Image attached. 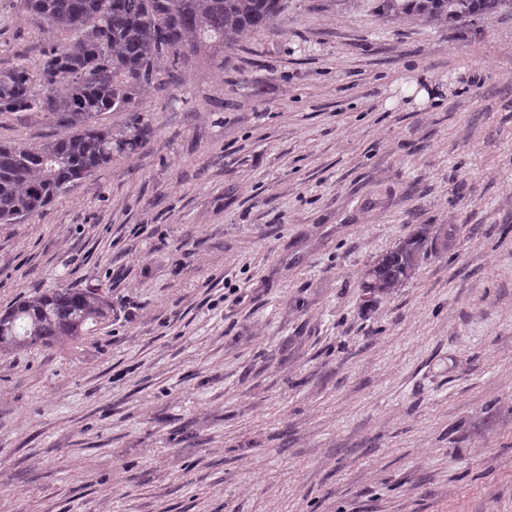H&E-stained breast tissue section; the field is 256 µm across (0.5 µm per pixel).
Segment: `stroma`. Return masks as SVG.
Here are the masks:
<instances>
[{
	"label": "stroma",
	"mask_w": 512,
	"mask_h": 512,
	"mask_svg": "<svg viewBox=\"0 0 512 512\" xmlns=\"http://www.w3.org/2000/svg\"><path fill=\"white\" fill-rule=\"evenodd\" d=\"M68 40L0 0V69ZM135 113L140 149L0 224V309L67 285L114 309L0 352V512H512V17L287 0L100 120ZM58 132L0 117L1 143ZM428 242V227H420L405 237L393 251L373 262L360 285L370 302L390 294L415 273L427 251Z\"/></svg>",
	"instance_id": "obj_1"
}]
</instances>
